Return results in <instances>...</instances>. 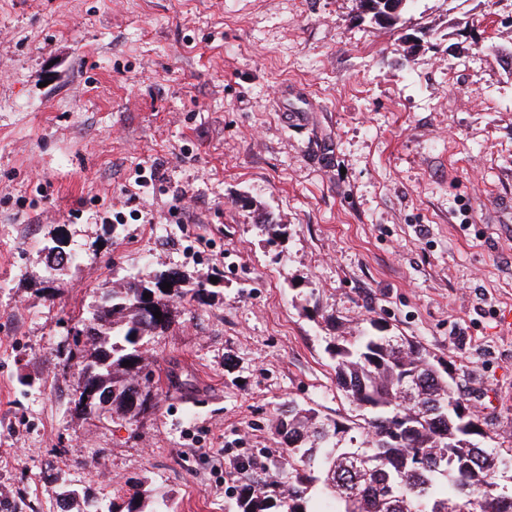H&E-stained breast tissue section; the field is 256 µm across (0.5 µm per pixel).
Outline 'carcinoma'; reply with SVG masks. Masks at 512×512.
<instances>
[{
    "mask_svg": "<svg viewBox=\"0 0 512 512\" xmlns=\"http://www.w3.org/2000/svg\"><path fill=\"white\" fill-rule=\"evenodd\" d=\"M184 283L178 271L154 270L107 291L90 316L78 318L84 340L70 359L78 379L107 392L112 414L137 422L156 409L145 344L171 326L173 299L201 304L208 296L210 282ZM370 325L337 337L330 350L336 385L358 414L340 420L289 407L276 420L286 464L265 481L243 467L234 512H512V493L501 485L512 448L485 444L487 433L448 368L419 343ZM354 429L365 434L358 445ZM317 485L323 508L312 503Z\"/></svg>",
    "mask_w": 512,
    "mask_h": 512,
    "instance_id": "obj_1",
    "label": "carcinoma"
}]
</instances>
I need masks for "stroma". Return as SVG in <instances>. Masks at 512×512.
Segmentation results:
<instances>
[{"label": "stroma", "mask_w": 512, "mask_h": 512, "mask_svg": "<svg viewBox=\"0 0 512 512\" xmlns=\"http://www.w3.org/2000/svg\"><path fill=\"white\" fill-rule=\"evenodd\" d=\"M156 267L221 283L149 342L154 414H79L74 316ZM373 320L512 448V0H0V512H233Z\"/></svg>", "instance_id": "35a3bbf8"}]
</instances>
